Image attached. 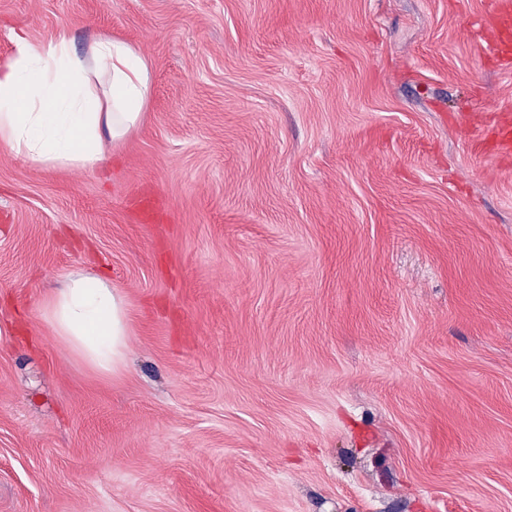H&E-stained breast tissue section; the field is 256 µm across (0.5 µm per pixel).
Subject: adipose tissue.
<instances>
[{
    "instance_id": "1",
    "label": "adipose tissue",
    "mask_w": 512,
    "mask_h": 512,
    "mask_svg": "<svg viewBox=\"0 0 512 512\" xmlns=\"http://www.w3.org/2000/svg\"><path fill=\"white\" fill-rule=\"evenodd\" d=\"M0 67V148L40 166L95 169L135 129L148 100L150 65L118 38L76 56L66 31L45 42L13 34ZM55 335L99 373L122 365L130 330L125 304L108 280L75 274L47 309Z\"/></svg>"
}]
</instances>
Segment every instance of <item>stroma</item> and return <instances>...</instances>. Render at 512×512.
Returning <instances> with one entry per match:
<instances>
[{"mask_svg":"<svg viewBox=\"0 0 512 512\" xmlns=\"http://www.w3.org/2000/svg\"><path fill=\"white\" fill-rule=\"evenodd\" d=\"M489 0H0L148 60L92 171L0 151V512H512V110ZM118 288L104 375L45 317ZM495 147L502 155H512V116L502 113L495 131Z\"/></svg>","mask_w":512,"mask_h":512,"instance_id":"obj_1","label":"stroma"}]
</instances>
